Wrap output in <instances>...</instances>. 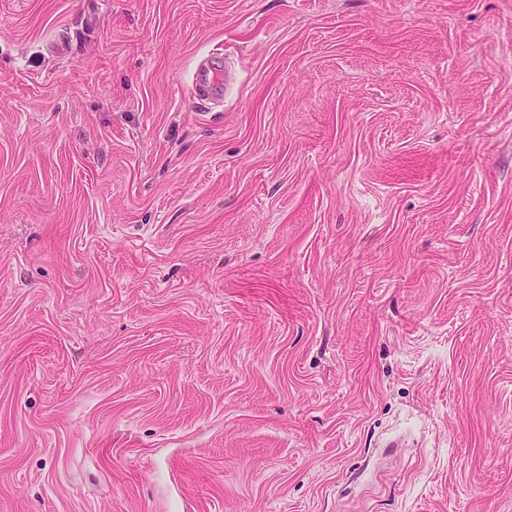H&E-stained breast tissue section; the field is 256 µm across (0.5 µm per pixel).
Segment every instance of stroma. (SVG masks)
<instances>
[{
  "label": "stroma",
  "mask_w": 512,
  "mask_h": 512,
  "mask_svg": "<svg viewBox=\"0 0 512 512\" xmlns=\"http://www.w3.org/2000/svg\"><path fill=\"white\" fill-rule=\"evenodd\" d=\"M0 512H512V0H0ZM220 85L221 78L218 70H203L196 73L192 90L194 96L201 102H204L206 100H209L211 96V90L219 89Z\"/></svg>",
  "instance_id": "stroma-1"
}]
</instances>
